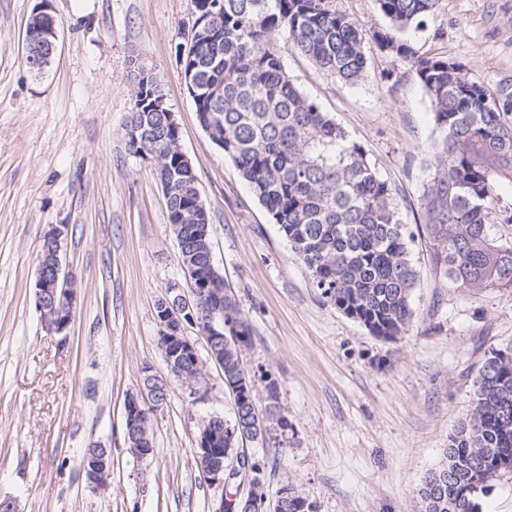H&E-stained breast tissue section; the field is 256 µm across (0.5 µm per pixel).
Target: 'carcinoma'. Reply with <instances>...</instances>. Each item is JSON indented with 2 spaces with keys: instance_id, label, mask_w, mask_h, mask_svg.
I'll return each instance as SVG.
<instances>
[{
  "instance_id": "carcinoma-1",
  "label": "carcinoma",
  "mask_w": 512,
  "mask_h": 512,
  "mask_svg": "<svg viewBox=\"0 0 512 512\" xmlns=\"http://www.w3.org/2000/svg\"><path fill=\"white\" fill-rule=\"evenodd\" d=\"M388 23L373 39L410 63L429 101L433 138L422 193L434 258L456 288H512V243L491 235L501 216L499 189L512 185V85L491 88L440 55H418L406 36L420 28L437 0H375ZM196 49L184 70L197 82L196 112L210 138L224 143L258 201L271 214L321 295L372 336L393 339L408 326L417 284L395 194L363 146L288 78L275 36L346 84L368 73L365 34L334 0H195ZM137 92L125 125L130 153L155 159L160 180L180 184L168 197V221L182 262L203 273L205 288L224 293V385L243 418L256 409L252 379L242 381L251 326L211 263L190 214L203 209L196 175L175 169L179 132L170 123L156 76L134 69ZM473 409L448 437L442 459L417 488V512H479L491 481L512 469V355L495 351L475 378ZM278 421V384H266ZM237 418L211 416L201 428L209 447L233 454ZM128 446L153 444L150 420L124 429ZM279 512H316L299 489L288 488Z\"/></svg>"
}]
</instances>
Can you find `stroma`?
Wrapping results in <instances>:
<instances>
[{"mask_svg":"<svg viewBox=\"0 0 512 512\" xmlns=\"http://www.w3.org/2000/svg\"><path fill=\"white\" fill-rule=\"evenodd\" d=\"M362 27L370 75L346 85L285 36L286 73L376 162L415 226L413 317L392 340L370 335L322 298L271 215L199 123L181 78L193 0H52L57 52L25 64L35 0H0V500L17 512H218L222 487L195 462L202 419L234 415L224 373L205 361L208 391L172 383L151 425L153 458L124 441V404L144 367L166 372L155 306L183 281L155 165L131 154L129 61L153 69L210 217L213 261L252 327L243 361L256 406L278 382L290 429L284 448L246 440L264 465L269 501L299 487L316 512H415L416 489L470 414L473 382L494 351L512 350V289L451 288L422 224L433 123L409 62L379 49L374 0H335ZM408 42L465 66L474 80L512 83V0H439ZM68 225L65 263L77 293L67 340L47 332L33 300L49 226ZM112 449L106 489L81 467L90 443Z\"/></svg>","mask_w":512,"mask_h":512,"instance_id":"stroma-1","label":"stroma"}]
</instances>
